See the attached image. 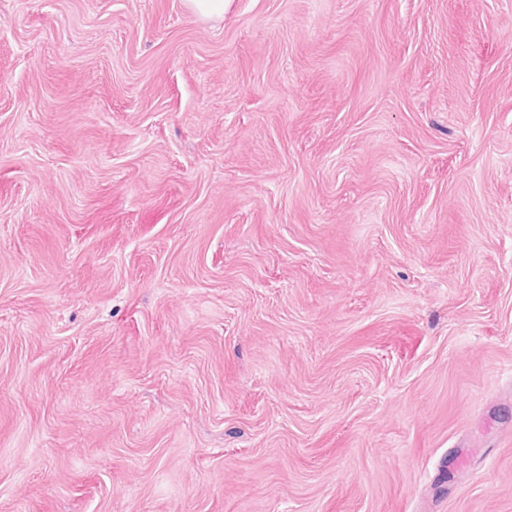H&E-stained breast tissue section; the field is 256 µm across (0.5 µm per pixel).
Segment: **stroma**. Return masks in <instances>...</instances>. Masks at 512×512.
<instances>
[{
	"mask_svg": "<svg viewBox=\"0 0 512 512\" xmlns=\"http://www.w3.org/2000/svg\"><path fill=\"white\" fill-rule=\"evenodd\" d=\"M0 512H512V0H0ZM185 4L201 20L217 21L224 18V0H185Z\"/></svg>",
	"mask_w": 512,
	"mask_h": 512,
	"instance_id": "stroma-1",
	"label": "stroma"
}]
</instances>
